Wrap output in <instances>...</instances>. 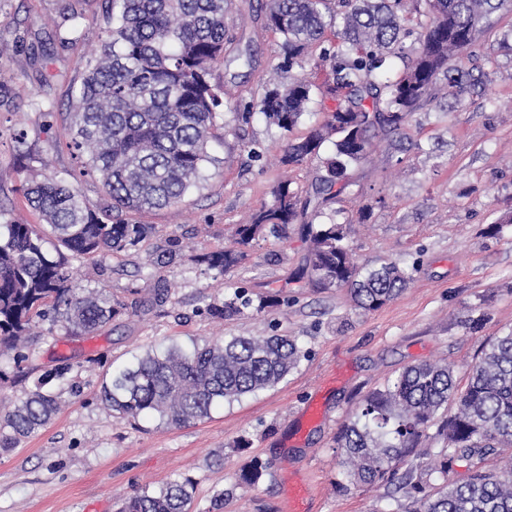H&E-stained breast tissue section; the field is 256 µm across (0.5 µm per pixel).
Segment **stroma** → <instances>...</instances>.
<instances>
[{
  "label": "stroma",
  "instance_id": "obj_1",
  "mask_svg": "<svg viewBox=\"0 0 512 512\" xmlns=\"http://www.w3.org/2000/svg\"><path fill=\"white\" fill-rule=\"evenodd\" d=\"M234 24L212 82L226 90L208 142L203 177L179 204L132 215L152 234L137 247L70 259L76 278L107 288L129 306L95 335L68 337L45 321L23 371L0 359V411L35 389L59 358L72 366L53 420L0 453V512H120L130 497L177 478L193 486L192 512H289L294 485L307 488L305 512H402L385 487L343 486L336 437L363 398L406 366L444 360L459 384L486 341L512 331V13L489 16L474 47V75L460 98L439 97L409 116L398 134L348 170L336 201L316 194L333 140L302 163L280 158L289 141L323 124L335 102L328 70H313L318 49L295 60L310 75L312 99L288 132L261 114L260 99L283 37L266 23L261 0H230ZM0 0V219L41 223L21 192L28 178L54 174L92 209L110 206L100 183L79 174L66 146L71 92L107 27L103 0ZM24 131V154L12 134ZM307 201L313 224H343L358 267L395 262L410 270L405 290L381 308H354L346 289L298 278L311 242L301 224L266 232L217 272L197 255L233 247L239 224L271 205L278 182ZM247 289L280 304L219 320L208 303ZM295 337L304 355L275 387L214 407L176 427L157 416L137 422L100 399L104 379L151 350L229 336ZM247 447H240L241 439ZM256 485L237 484L253 461ZM221 508H214L216 496Z\"/></svg>",
  "mask_w": 512,
  "mask_h": 512
}]
</instances>
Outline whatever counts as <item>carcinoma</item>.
Masks as SVG:
<instances>
[{
    "label": "carcinoma",
    "instance_id": "carcinoma-1",
    "mask_svg": "<svg viewBox=\"0 0 512 512\" xmlns=\"http://www.w3.org/2000/svg\"><path fill=\"white\" fill-rule=\"evenodd\" d=\"M105 39L87 60L69 112L68 146L82 160L83 173L99 181L112 200L92 210L63 178L35 177L22 191L41 214L42 224L0 225V357L15 369L26 352L32 322L54 313L71 335H91L124 313L104 288H84L69 270L68 257L104 256L137 246L152 230L125 213H142L181 202L198 186L208 160L210 130L221 115L224 89L211 83L213 65L229 39L230 0H109ZM266 21L284 39L285 63L278 80L259 101L245 106L270 125L289 132L310 101L313 82L289 74L287 64L323 42L327 29L342 25L341 43L323 49L314 67L328 64L336 101L322 127L288 143L282 161L299 164L318 152L327 136L341 133L327 159L318 193L336 199L348 167L365 160L373 138L389 136L422 106L439 75L459 95L472 71V47L484 19L512 12V0H425V10L406 9L404 0H266ZM428 18L418 51L403 39L413 15ZM396 57L403 69L394 79H377ZM290 183H279L273 202L241 224L237 244L246 246L270 229L300 222L312 249L306 273L325 288L346 287L356 306L376 310L407 285L405 268L387 263L365 271L344 245L342 224L306 221ZM212 269L238 261L233 249L204 254ZM252 302L236 291L208 305L220 319L237 316ZM303 351L289 336H233L185 349L173 345L148 353L101 386L102 401L127 419L156 414L169 425H185L224 402L271 388L299 363ZM57 394L39 384L0 418V451L17 447L45 427L59 411ZM440 448L420 447L428 431ZM342 466L354 485L393 486L404 512H512V332L490 338L461 388L446 362L405 368L372 391L337 438ZM507 455L500 470H486L490 456ZM439 488L422 481L421 459ZM471 462L468 474L448 480L457 462ZM263 476L255 463L238 475L251 486ZM188 483L170 481L128 499L120 512H186Z\"/></svg>",
    "mask_w": 512,
    "mask_h": 512
}]
</instances>
